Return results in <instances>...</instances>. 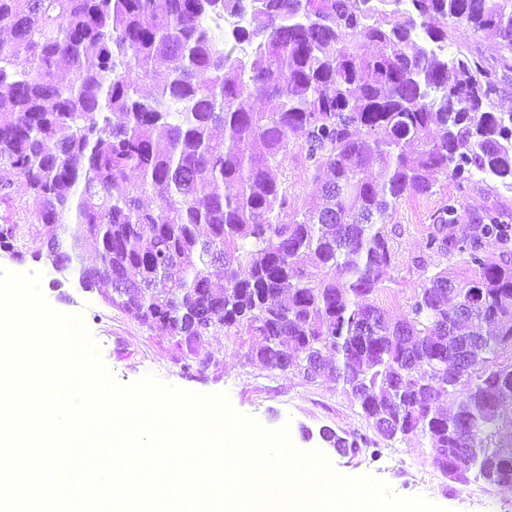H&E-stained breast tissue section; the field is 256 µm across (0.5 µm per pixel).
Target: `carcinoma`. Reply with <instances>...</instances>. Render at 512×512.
Returning <instances> with one entry per match:
<instances>
[{"mask_svg": "<svg viewBox=\"0 0 512 512\" xmlns=\"http://www.w3.org/2000/svg\"><path fill=\"white\" fill-rule=\"evenodd\" d=\"M155 2L0 0V248L31 242L85 288L112 289L188 369L210 365L209 337H233L270 370L334 376L369 427L422 438L449 480L512 486V218L473 208L458 238L448 201L424 248L464 267L417 257L422 284L395 323L377 299L400 200L433 194L439 172L462 192L476 176L512 188V111L495 109L512 88V0ZM484 31L498 57L445 53ZM298 132L320 197L290 209L274 170ZM25 224L42 230L28 241ZM322 439L343 455L372 444L329 427Z\"/></svg>", "mask_w": 512, "mask_h": 512, "instance_id": "obj_1", "label": "carcinoma"}]
</instances>
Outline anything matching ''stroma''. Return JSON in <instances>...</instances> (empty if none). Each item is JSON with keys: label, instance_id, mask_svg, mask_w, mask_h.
I'll return each mask as SVG.
<instances>
[{"label": "stroma", "instance_id": "1", "mask_svg": "<svg viewBox=\"0 0 512 512\" xmlns=\"http://www.w3.org/2000/svg\"><path fill=\"white\" fill-rule=\"evenodd\" d=\"M455 193L454 184L442 177L434 195L399 203L392 218L402 229L394 242L396 268L379 297L390 319L404 315L408 299L419 288L421 277L413 260L422 254L433 214ZM0 266L18 273H40L41 291L54 310L84 315L103 362L120 383L130 384L150 373L185 390L223 393L234 411L268 429L287 427L298 449L321 451L343 475L371 476L386 482L397 495H422L448 512H512V487L449 481L431 467L429 450L419 437L391 442L379 438L365 452L347 456L326 447L318 436L325 426L345 437L373 433L359 407L350 403L331 378L308 383L291 373L268 370L247 360L237 341L225 336L210 337L206 344L209 367L185 369L173 340L155 335L126 312L108 305L105 289L84 290L77 277L60 278L47 260L37 261L28 254L16 259L0 250Z\"/></svg>", "mask_w": 512, "mask_h": 512}]
</instances>
